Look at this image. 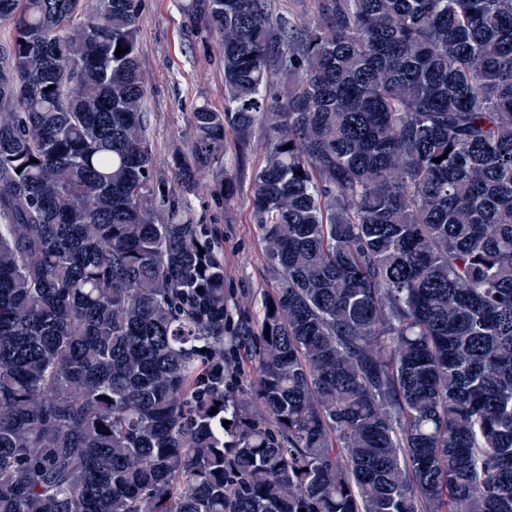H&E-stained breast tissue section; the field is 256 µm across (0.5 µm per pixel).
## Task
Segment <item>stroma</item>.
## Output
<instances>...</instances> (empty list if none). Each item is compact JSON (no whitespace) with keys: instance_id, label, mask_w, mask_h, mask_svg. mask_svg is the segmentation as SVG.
<instances>
[{"instance_id":"obj_1","label":"stroma","mask_w":512,"mask_h":512,"mask_svg":"<svg viewBox=\"0 0 512 512\" xmlns=\"http://www.w3.org/2000/svg\"><path fill=\"white\" fill-rule=\"evenodd\" d=\"M140 69L145 87L144 110L155 149L158 175L171 179L175 149L191 142L189 116L197 104L224 107V71L221 45L209 34L187 32L177 0H141ZM253 147L239 155L237 135L227 131L224 171L237 175V196L219 201L213 193L215 176L205 173L193 205L205 223L218 230L224 242V279L231 293V306L258 312L263 291L270 285L261 236L253 222L249 198L250 179L262 162L261 126L252 129Z\"/></svg>"}]
</instances>
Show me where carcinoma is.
Masks as SVG:
<instances>
[{"instance_id": "1", "label": "carcinoma", "mask_w": 512, "mask_h": 512, "mask_svg": "<svg viewBox=\"0 0 512 512\" xmlns=\"http://www.w3.org/2000/svg\"><path fill=\"white\" fill-rule=\"evenodd\" d=\"M179 2L172 188L139 0H0V512H512V0ZM257 124L253 318L189 202ZM177 1L141 0L138 19L144 110L156 172L171 187L172 154L190 145L193 107L207 102L224 109L220 42L204 32L189 34Z\"/></svg>"}]
</instances>
